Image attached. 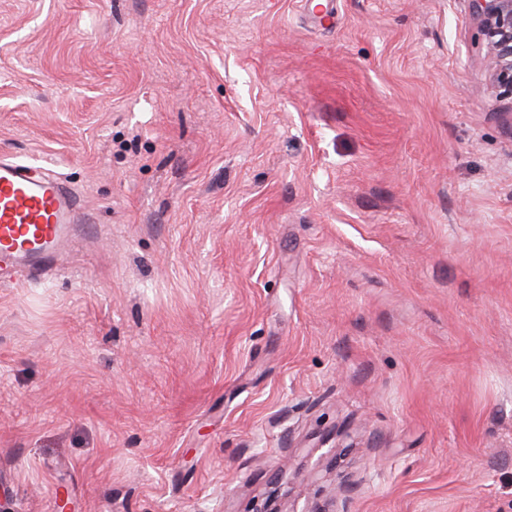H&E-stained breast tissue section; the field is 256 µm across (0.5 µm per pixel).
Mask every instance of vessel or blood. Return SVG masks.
I'll return each mask as SVG.
<instances>
[{"mask_svg": "<svg viewBox=\"0 0 512 512\" xmlns=\"http://www.w3.org/2000/svg\"><path fill=\"white\" fill-rule=\"evenodd\" d=\"M82 220L76 197L59 177L35 178L28 165L0 161V283H18L24 267L39 270L72 243Z\"/></svg>", "mask_w": 512, "mask_h": 512, "instance_id": "b4317fda", "label": "vessel or blood"}]
</instances>
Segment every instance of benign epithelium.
<instances>
[{
	"instance_id": "obj_1",
	"label": "benign epithelium",
	"mask_w": 512,
	"mask_h": 512,
	"mask_svg": "<svg viewBox=\"0 0 512 512\" xmlns=\"http://www.w3.org/2000/svg\"><path fill=\"white\" fill-rule=\"evenodd\" d=\"M492 83L512 96V0H471Z\"/></svg>"
}]
</instances>
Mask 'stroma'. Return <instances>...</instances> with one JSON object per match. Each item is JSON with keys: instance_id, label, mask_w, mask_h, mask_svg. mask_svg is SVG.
<instances>
[{"instance_id": "1", "label": "stroma", "mask_w": 512, "mask_h": 512, "mask_svg": "<svg viewBox=\"0 0 512 512\" xmlns=\"http://www.w3.org/2000/svg\"><path fill=\"white\" fill-rule=\"evenodd\" d=\"M0 0V512H512V99L470 0ZM30 166L0 161V283L18 284L19 271H38L73 241L83 221L77 198L55 175L39 178Z\"/></svg>"}]
</instances>
